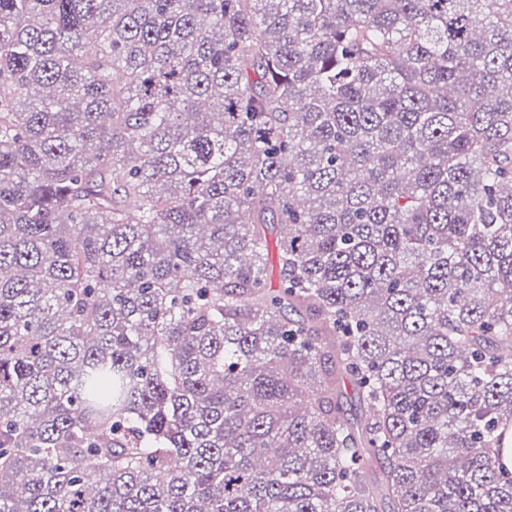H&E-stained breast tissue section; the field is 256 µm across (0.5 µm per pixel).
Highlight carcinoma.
<instances>
[{
	"label": "carcinoma",
	"instance_id": "carcinoma-1",
	"mask_svg": "<svg viewBox=\"0 0 512 512\" xmlns=\"http://www.w3.org/2000/svg\"><path fill=\"white\" fill-rule=\"evenodd\" d=\"M511 427L512 0H0V512H512Z\"/></svg>",
	"mask_w": 512,
	"mask_h": 512
}]
</instances>
